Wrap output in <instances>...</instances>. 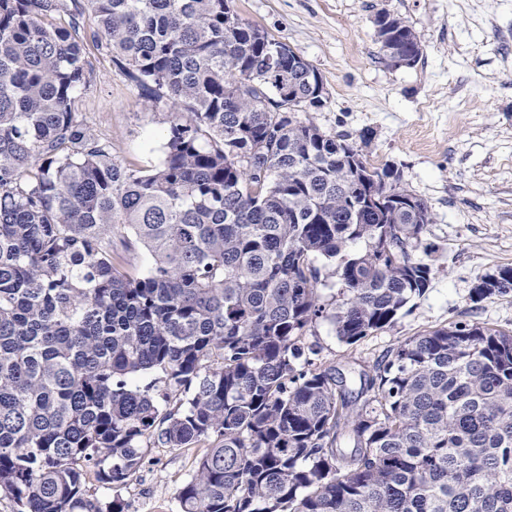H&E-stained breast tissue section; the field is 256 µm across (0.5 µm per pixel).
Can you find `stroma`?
Listing matches in <instances>:
<instances>
[{
	"label": "stroma",
	"mask_w": 512,
	"mask_h": 512,
	"mask_svg": "<svg viewBox=\"0 0 512 512\" xmlns=\"http://www.w3.org/2000/svg\"><path fill=\"white\" fill-rule=\"evenodd\" d=\"M243 20L267 31L321 74L323 106L298 112L321 130L372 139L362 148L369 168H391L428 202L434 221L417 259L435 275L425 295L395 324L352 345L330 320L305 338L321 361L360 389L359 373L416 333L456 320L512 330V294L470 299L486 275L512 266V0H231ZM405 18L423 48L410 67L383 57L373 19ZM91 79L79 102L94 132L123 162L149 167L163 157L169 117L148 106L126 70L89 47ZM204 446L149 449L119 492L87 470L85 485L100 501L120 496L124 512H180L178 492Z\"/></svg>",
	"instance_id": "stroma-1"
}]
</instances>
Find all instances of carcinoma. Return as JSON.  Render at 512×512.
I'll return each mask as SVG.
<instances>
[{
  "label": "carcinoma",
  "instance_id": "obj_1",
  "mask_svg": "<svg viewBox=\"0 0 512 512\" xmlns=\"http://www.w3.org/2000/svg\"><path fill=\"white\" fill-rule=\"evenodd\" d=\"M85 2L88 36L58 22L67 0H0V493L123 512L87 496L83 468L117 490L147 449L203 442L181 512H512V331L423 330L354 398L306 355L318 319L353 345L434 274L415 258L427 201L296 116L316 68L276 63L283 43L229 0ZM385 33L418 61L406 20ZM91 42L167 107L158 165L116 158L79 112ZM288 84L285 117L264 102ZM131 240L140 272L116 248ZM481 284L475 303L511 293L512 267Z\"/></svg>",
  "mask_w": 512,
  "mask_h": 512
}]
</instances>
